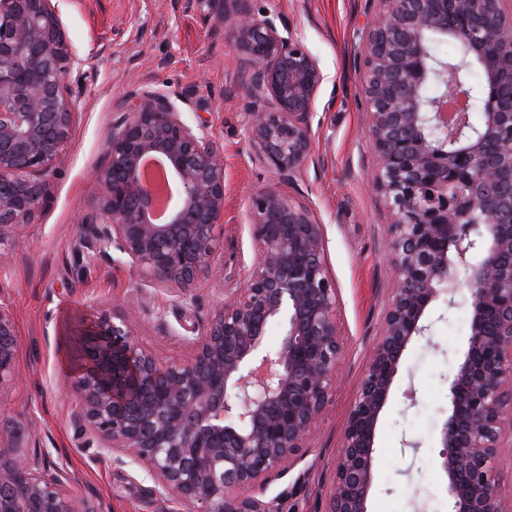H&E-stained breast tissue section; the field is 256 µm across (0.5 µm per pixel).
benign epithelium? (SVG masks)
<instances>
[{
	"mask_svg": "<svg viewBox=\"0 0 512 512\" xmlns=\"http://www.w3.org/2000/svg\"><path fill=\"white\" fill-rule=\"evenodd\" d=\"M379 2L364 34L361 80L380 163L375 188L395 215L394 288L324 512H368L378 424L403 355L429 335L436 302L453 306L463 285L470 329L448 380L440 468L449 512H507L495 474L512 431V84L504 81L512 75V8L507 0ZM213 4L248 59L249 141L291 177L313 150L319 62L280 14L255 10L253 0ZM449 36L481 65L477 126L464 112L452 122L443 112L460 66L434 57L430 45ZM83 66L57 0H0V244L41 206L70 137L71 84ZM184 102L152 90L118 102L106 162L94 172L101 222L85 244L154 284L186 290L211 268L224 223V153L205 126L183 118ZM148 155L164 161L176 189L163 223L141 178ZM252 210L258 260L201 333L181 336L189 360L143 348L120 313L101 311L78 332V432L117 460L138 462L159 495L189 512H277L265 500L269 486L301 457L345 352L323 225L274 187L253 194ZM274 320L286 332L267 349ZM17 358V322L0 302V392L16 381ZM28 442L24 426L0 419V512H76L68 472L19 453Z\"/></svg>",
	"mask_w": 512,
	"mask_h": 512,
	"instance_id": "7a95c632",
	"label": "benign epithelium"
}]
</instances>
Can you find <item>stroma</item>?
Segmentation results:
<instances>
[{
	"instance_id": "35a3bbf8",
	"label": "stroma",
	"mask_w": 512,
	"mask_h": 512,
	"mask_svg": "<svg viewBox=\"0 0 512 512\" xmlns=\"http://www.w3.org/2000/svg\"><path fill=\"white\" fill-rule=\"evenodd\" d=\"M279 13L318 59L325 75L312 115V157L287 177L261 160L247 134L250 99L243 86L248 60L235 49L236 32L211 0H59L73 51L84 59L74 86L72 134L49 177L43 204L11 240V262L0 268V302L19 329L15 387L0 395V418L31 432L29 455L65 465L79 512H186L161 501L140 465L117 462L84 444L72 425L79 399L65 382L77 368L81 325L99 309L123 311L139 342L167 359L189 355L177 336L203 328L230 285L224 275L248 274L258 254L251 198L274 187L312 208L324 228L325 258L338 293L345 355L329 402L302 452L268 495L278 512H321L334 476L344 427L371 350L380 336L394 285L389 260L394 217L374 182L379 161L369 137L360 74L361 31L374 0H254ZM153 89L188 99L190 124H205L224 153V224L212 257L214 275L188 294L147 282L129 265L88 257L87 224L98 218L94 170L106 160V141L124 95ZM428 337L412 342L377 430L378 468L369 512H448L438 477V434L448 411L454 353L470 327L467 290L454 306L438 303ZM415 390V401L405 397Z\"/></svg>"
}]
</instances>
